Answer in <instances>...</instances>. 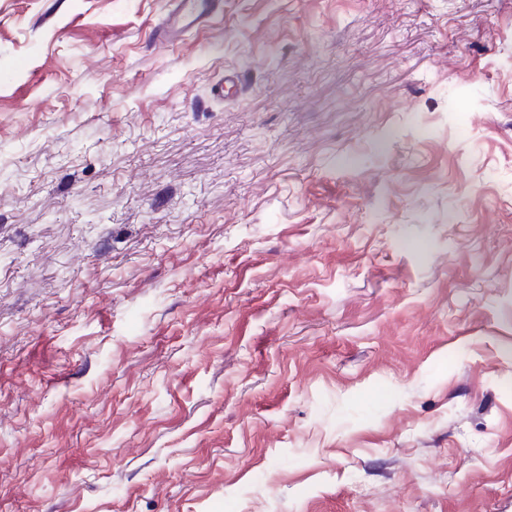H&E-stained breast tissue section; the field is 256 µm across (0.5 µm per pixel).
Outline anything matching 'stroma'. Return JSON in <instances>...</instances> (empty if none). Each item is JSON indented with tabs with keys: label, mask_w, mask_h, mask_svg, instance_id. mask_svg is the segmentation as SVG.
<instances>
[{
	"label": "stroma",
	"mask_w": 512,
	"mask_h": 512,
	"mask_svg": "<svg viewBox=\"0 0 512 512\" xmlns=\"http://www.w3.org/2000/svg\"><path fill=\"white\" fill-rule=\"evenodd\" d=\"M223 2L0 0V512H512V0ZM169 10L155 32V41L172 44L198 31L222 11V0H168Z\"/></svg>",
	"instance_id": "obj_1"
}]
</instances>
